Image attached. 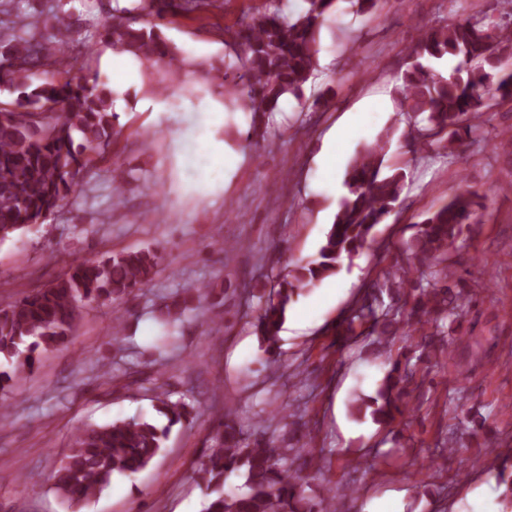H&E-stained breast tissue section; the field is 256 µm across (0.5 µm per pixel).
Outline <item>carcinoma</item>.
<instances>
[{"instance_id": "1", "label": "carcinoma", "mask_w": 512, "mask_h": 512, "mask_svg": "<svg viewBox=\"0 0 512 512\" xmlns=\"http://www.w3.org/2000/svg\"><path fill=\"white\" fill-rule=\"evenodd\" d=\"M112 0L103 23L101 41L119 52L135 54L148 69L162 67L164 76L154 90L165 94L179 82L182 59L162 37L160 26L174 8L192 12L206 0ZM303 9L289 10V0H263L234 27L224 30L229 51L213 65L210 80H220L224 104L252 114L251 138L268 114L293 97L303 108H318L326 91L305 98L304 90L319 68V37L338 4L346 2L360 15L371 14L380 0H302ZM508 19L497 24L486 17L452 18L427 30L413 48L416 59L402 76L398 91L401 112L426 115L427 126L414 142L430 146L442 135L448 160L456 147L476 137L483 128L485 110L495 98L512 100V72L503 69L512 59V4H500ZM74 23L69 14L56 19L52 31L39 29V17L28 15L18 24L20 34L0 48V86L15 94L0 106V241L21 230L44 223L79 186L92 159L88 150L103 151L118 134L120 115L113 108V92L97 72L64 80L29 82L32 61L63 53ZM454 62L448 78L432 64ZM392 131L356 156L346 173L347 193L319 249L318 259L288 272L270 295L255 323L256 333L273 346L289 306L300 294L336 274L343 262L369 243L373 228L382 223L398 202L405 173L382 171ZM486 195L465 190L454 194L424 220L408 250L410 260L392 273L398 296L412 298L403 311L396 301L386 304L373 297L355 314L340 321L336 330L353 333L356 322L367 324L379 336H418L421 354L396 361L376 396H355V415L370 413L388 422L408 409L409 386L422 357H448L452 343L437 346L436 337L449 335L465 299L453 291L456 271L448 266V251L464 228L481 223ZM160 257L150 251L129 252L105 261L76 259L61 277L45 288L0 306V355L17 358L31 369L43 350L54 348L72 335L84 306L119 302L151 280ZM427 269L430 279L405 286L406 277ZM188 309L187 301L167 309L166 323L175 329ZM155 420L133 417L109 425L77 430L69 453L54 475L53 488L69 506H79L105 489L112 476H132L147 469L162 454L173 427L188 421L189 404L173 401L159 391ZM232 411L224 412L210 432V445L199 469L207 496L202 512H337L339 500L356 494L348 484L326 490L316 498L306 494L302 469L293 467L288 450L243 437L233 424ZM242 475L243 491L224 494V482Z\"/></svg>"}]
</instances>
